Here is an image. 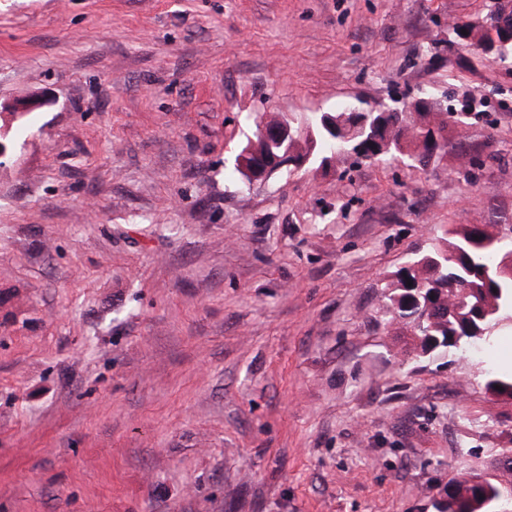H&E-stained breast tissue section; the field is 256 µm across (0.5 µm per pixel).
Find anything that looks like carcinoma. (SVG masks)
Masks as SVG:
<instances>
[{"mask_svg": "<svg viewBox=\"0 0 512 512\" xmlns=\"http://www.w3.org/2000/svg\"><path fill=\"white\" fill-rule=\"evenodd\" d=\"M466 33L451 34L474 52L489 49L496 58H512V9L508 16L486 15L466 24ZM322 114L288 121V147L260 138L247 142L236 155L238 172L254 154L281 155L295 151L309 157L350 155L358 161L405 156L424 166L461 136L468 113L429 112L404 102L397 112H329L336 142L319 124ZM380 323L387 330L413 337V355L466 352L512 327V235L497 224H466L444 230L424 250L415 251L384 284ZM502 387L512 398V372L483 374L487 391ZM512 463L498 460L490 470H473L448 481L446 500L438 512H502L512 500Z\"/></svg>", "mask_w": 512, "mask_h": 512, "instance_id": "carcinoma-1", "label": "carcinoma"}]
</instances>
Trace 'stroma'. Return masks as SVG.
<instances>
[{
	"label": "stroma",
	"instance_id": "35a3bbf8",
	"mask_svg": "<svg viewBox=\"0 0 512 512\" xmlns=\"http://www.w3.org/2000/svg\"><path fill=\"white\" fill-rule=\"evenodd\" d=\"M489 0H0V512H437L512 446V336L409 363L410 253L512 224ZM472 101L428 166L247 181L263 115ZM498 1H507L511 4V8L508 16L504 18V27L500 30L496 28V40L493 38L490 29V27H493V24L491 23L489 26L488 23L501 19L504 12L493 17L489 16L488 11L481 21L466 24L465 30L467 35L459 32L456 27H452L451 34L456 40L462 42L467 48L476 53H481L479 49L493 50L492 55L501 61H506L509 57L512 58V0ZM495 385L502 387V391L496 390ZM483 388L486 391L493 390L496 393L488 392L497 400H510L509 398L501 395H507L512 399V370L510 373L488 371L483 374ZM500 394V395H499Z\"/></svg>",
	"mask_w": 512,
	"mask_h": 512
}]
</instances>
